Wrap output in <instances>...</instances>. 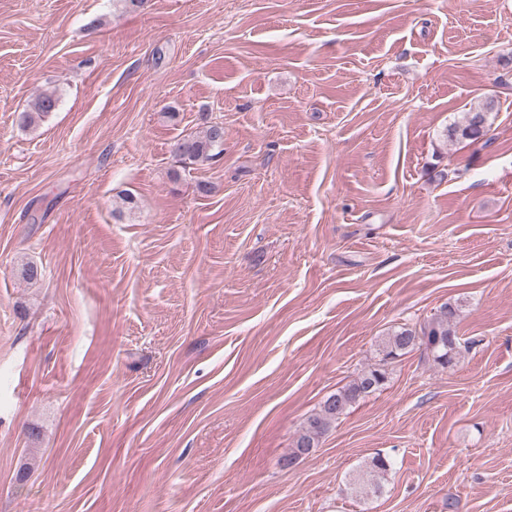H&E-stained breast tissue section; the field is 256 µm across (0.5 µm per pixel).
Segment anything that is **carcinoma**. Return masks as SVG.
Masks as SVG:
<instances>
[{"label": "carcinoma", "instance_id": "carcinoma-1", "mask_svg": "<svg viewBox=\"0 0 512 512\" xmlns=\"http://www.w3.org/2000/svg\"><path fill=\"white\" fill-rule=\"evenodd\" d=\"M58 103L55 94H43L33 104L31 110L18 115V124L23 128H32L44 121L53 112ZM495 103L487 100L464 113L462 120L448 126L446 138L449 140H469L473 143L484 139ZM224 130L219 124H212L199 135L186 136L176 142L174 153L180 160L192 164H206L219 157L223 152ZM459 316V305L448 303L438 314L420 329L398 327L383 337L379 344V363L362 373L350 384L329 395L322 403L319 412L310 416L299 433L296 448L288 456L289 461L300 458L314 447L333 423L360 399L374 393L386 384L389 366L401 356L419 348L428 351L433 361L443 369L457 364L460 339L455 327ZM390 461L377 455L370 461L364 475L371 478L374 488H380L379 480L390 469Z\"/></svg>", "mask_w": 512, "mask_h": 512}]
</instances>
